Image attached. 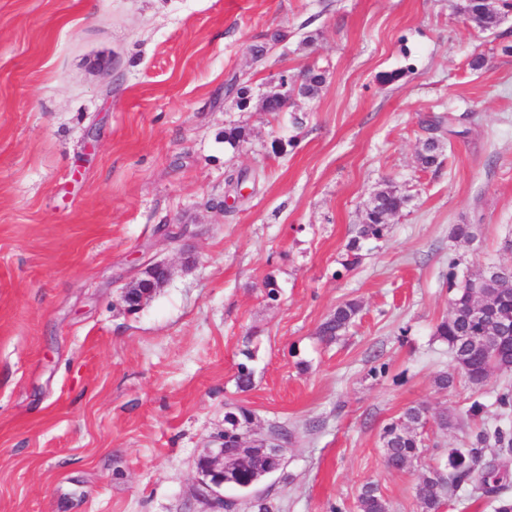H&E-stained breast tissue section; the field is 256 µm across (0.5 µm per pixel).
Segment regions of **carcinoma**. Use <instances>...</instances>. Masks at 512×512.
Listing matches in <instances>:
<instances>
[{"instance_id":"cac0c4a2","label":"carcinoma","mask_w":512,"mask_h":512,"mask_svg":"<svg viewBox=\"0 0 512 512\" xmlns=\"http://www.w3.org/2000/svg\"><path fill=\"white\" fill-rule=\"evenodd\" d=\"M470 22L480 31L498 30L499 17L512 13V0H499L495 8L486 0H464ZM324 82V73L308 72L299 85L297 95L311 96ZM441 146L434 137L423 146L419 160L428 168L439 164ZM408 197L389 185L375 190L355 235L346 245L341 266L350 271L361 261L362 245L384 237L387 219L400 213ZM469 278L461 280L450 299L453 312L437 324L435 335L448 344L458 373L475 389L488 385L495 373H512V266H503L497 280L478 293L469 287ZM481 297L487 313L478 317L472 309L476 297ZM359 305L353 301L342 303L322 323V340L339 339L354 322ZM496 413L483 418L484 406L475 401L467 413L482 418V423L468 434L466 447L441 448L438 443L427 445L419 429L428 422V408L423 404L408 407L395 421L387 424L381 434L382 455L386 467L405 471L420 461L429 450L446 456L442 466L425 470L418 476L415 497L420 512H441L458 492L470 487L469 496L485 499L493 512H512V384L494 389ZM252 413L243 406L229 408L224 414V484L243 491L251 490L269 475L271 461L244 444L251 428ZM496 447V455L487 458L484 449ZM357 512H389V506L379 486L364 483L357 495Z\"/></svg>"}]
</instances>
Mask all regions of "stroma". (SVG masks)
<instances>
[{"label": "stroma", "mask_w": 512, "mask_h": 512, "mask_svg": "<svg viewBox=\"0 0 512 512\" xmlns=\"http://www.w3.org/2000/svg\"><path fill=\"white\" fill-rule=\"evenodd\" d=\"M460 3L0 0V512H214L197 463L230 405L290 434L257 487L277 512H357L368 481L389 512H420L438 459L388 470L382 430L420 403L457 418L426 441L459 448L473 401L494 414L500 376L436 386L455 364L435 327L458 278L512 265V18L483 33ZM309 66L315 95L262 111ZM231 169L247 177L228 209ZM385 183L409 203L342 271ZM157 263L169 281L129 312L124 287ZM349 300L354 322L323 341ZM324 82V73L320 70L316 73L309 71L307 75V79L300 84L297 80H290L288 78L283 79L282 76L279 75L277 78V86L273 93L270 94V97L282 98L288 97V87L295 88L297 90V95L299 96H311L314 95L319 86ZM300 84V85H299ZM299 86V87H298ZM358 312L359 305L353 301L336 306L320 327L319 334L322 340L326 342L338 340L354 322Z\"/></svg>", "instance_id": "1"}]
</instances>
